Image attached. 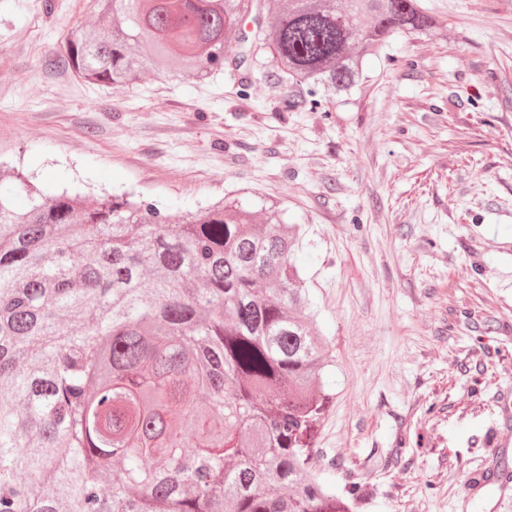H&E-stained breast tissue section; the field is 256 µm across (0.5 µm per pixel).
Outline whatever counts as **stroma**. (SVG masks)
<instances>
[{"label":"stroma","instance_id":"35a3bbf8","mask_svg":"<svg viewBox=\"0 0 512 512\" xmlns=\"http://www.w3.org/2000/svg\"><path fill=\"white\" fill-rule=\"evenodd\" d=\"M347 102L273 83L268 54L175 85L55 60L89 0H0V192H130L172 218L270 201L303 225L332 342L312 463L355 512H512L495 432L512 395V0H419Z\"/></svg>","mask_w":512,"mask_h":512}]
</instances>
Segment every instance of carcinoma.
I'll return each instance as SVG.
<instances>
[{
    "mask_svg": "<svg viewBox=\"0 0 512 512\" xmlns=\"http://www.w3.org/2000/svg\"><path fill=\"white\" fill-rule=\"evenodd\" d=\"M106 31L57 65L96 84L205 78L233 55L348 95L418 0H98ZM255 41L226 33L252 11ZM0 194V512H353L312 465L332 348L277 203L179 222L125 195L93 206L18 173ZM24 195L21 211L13 197Z\"/></svg>",
    "mask_w": 512,
    "mask_h": 512,
    "instance_id": "1",
    "label": "carcinoma"
}]
</instances>
